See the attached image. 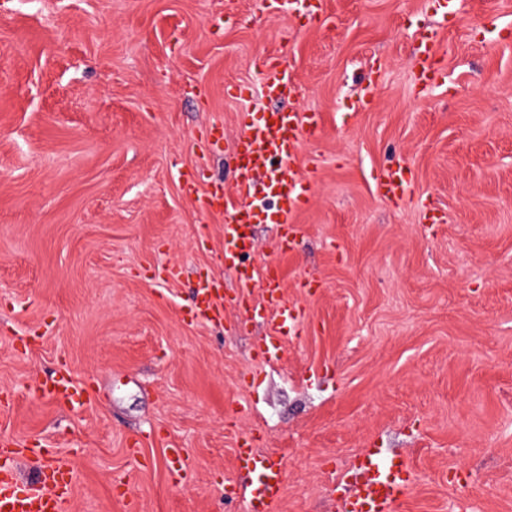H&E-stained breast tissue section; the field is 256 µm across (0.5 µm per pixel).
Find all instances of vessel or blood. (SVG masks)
<instances>
[{
  "label": "vessel or blood",
  "mask_w": 512,
  "mask_h": 512,
  "mask_svg": "<svg viewBox=\"0 0 512 512\" xmlns=\"http://www.w3.org/2000/svg\"><path fill=\"white\" fill-rule=\"evenodd\" d=\"M415 61L417 82L432 83L436 78L432 38L425 36L419 40ZM258 70L267 97L296 95L298 86L283 55L260 58ZM240 121L243 133L233 154L236 188L247 193L255 182H262L270 205L259 207L251 201L228 197L219 183L202 195L196 194L195 184L189 180L184 181L183 189L194 196L202 211L223 214L224 262L235 273L239 295L247 296L252 288H262L261 308L269 317L271 334L258 353L265 361L274 362L281 358L284 342L299 335L303 310L284 296L276 265L258 268L244 264L242 258L255 247L253 227L257 224L277 225L280 247L293 249L298 234L297 218L309 201L310 185L306 177L294 172L292 162L303 142L319 136L321 126L318 113L280 108L257 114L245 112ZM411 182L410 168L396 164L378 171L375 189L381 197L396 202L407 196ZM225 304L220 288L211 279L199 277L187 317L196 323L221 321ZM46 391L61 407L80 406L88 399L86 387L64 373L57 375ZM235 455L237 468L248 482L242 487L225 485V495L243 496L248 512H274L287 488L282 462L273 454L254 448L248 438L239 440ZM73 475L71 464L57 459L37 474L31 486L24 487L17 476L13 452L0 454V512H66L73 492ZM410 480L403 456L395 454L385 459L380 449H366L360 457L353 488L344 500L345 512H397Z\"/></svg>",
  "instance_id": "vessel-or-blood-1"
}]
</instances>
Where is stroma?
Here are the masks:
<instances>
[{
    "label": "stroma",
    "instance_id": "35a3bbf8",
    "mask_svg": "<svg viewBox=\"0 0 512 512\" xmlns=\"http://www.w3.org/2000/svg\"><path fill=\"white\" fill-rule=\"evenodd\" d=\"M327 10L306 26L260 0H0V436L72 460L67 512H128L117 479L135 512H247L224 497L246 435L285 467L275 512H339L325 474L369 448L410 464L399 512H512V0H457L426 86L423 0ZM275 50L301 87L281 107L324 132L294 161L314 180L295 249L259 224L244 258L278 263L307 314L267 363L266 317L182 318L197 274L236 285L223 216L178 176L236 194L239 115L271 107L256 63ZM392 163L415 175L396 204L374 187ZM60 372L87 404L40 391ZM415 78L420 85L432 83L436 78L434 42L431 37H422L415 50Z\"/></svg>",
    "mask_w": 512,
    "mask_h": 512
}]
</instances>
